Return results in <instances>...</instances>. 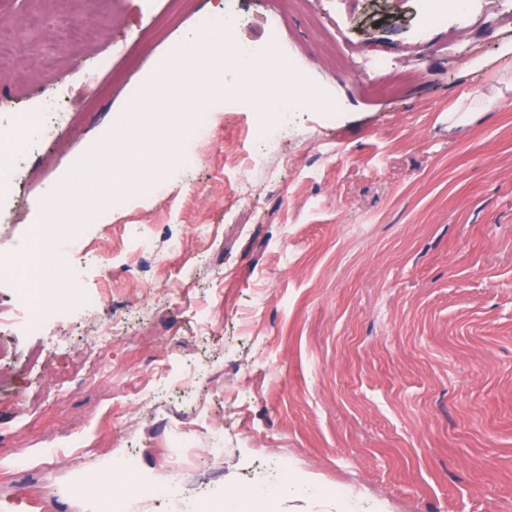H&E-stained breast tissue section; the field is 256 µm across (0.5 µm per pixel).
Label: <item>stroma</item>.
I'll use <instances>...</instances> for the list:
<instances>
[{"label": "stroma", "mask_w": 512, "mask_h": 512, "mask_svg": "<svg viewBox=\"0 0 512 512\" xmlns=\"http://www.w3.org/2000/svg\"><path fill=\"white\" fill-rule=\"evenodd\" d=\"M275 0H235V39L278 42L292 68L257 66L211 87L204 130L175 141L180 100L144 108L128 87L159 74L199 17L222 0H107L87 38L66 40L70 0H33L38 31L21 30L0 64V126L56 85L70 116L36 146L0 144V178L17 183L0 249L33 256L46 216L43 184L71 179L87 143L140 136L111 189L77 213L87 231L75 266L103 303L74 312L60 284L47 334L0 328L12 351L0 374V512H243L288 459L314 493L276 496L272 512H512V98L456 130L448 109L487 92L512 45V17L476 0L470 29L420 26L421 0H309L278 37L263 21ZM322 18L312 25L310 14ZM112 69L93 73L97 58ZM314 85L292 104L279 92ZM240 100L224 109L225 90ZM238 158L224 160L225 146ZM197 163L181 167V155ZM265 155L242 171L240 159ZM128 224L152 227L159 261L131 252ZM179 253H164L168 236ZM207 308L209 327L195 321ZM122 334L95 382L57 392L58 373L109 323ZM167 365L184 382L135 403ZM27 401H19V394ZM224 426V457L180 471L186 448ZM85 445L73 448L69 438ZM53 455H45V445ZM32 458L16 470V449ZM136 453L137 473L112 457ZM182 477L179 498L146 500L143 481ZM83 484L89 497H75Z\"/></svg>", "instance_id": "35a3bbf8"}]
</instances>
